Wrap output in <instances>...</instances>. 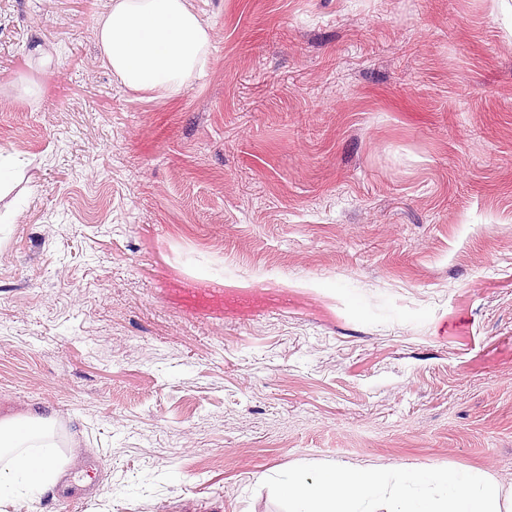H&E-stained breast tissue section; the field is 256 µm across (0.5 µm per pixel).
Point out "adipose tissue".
<instances>
[{
	"label": "adipose tissue",
	"instance_id": "obj_1",
	"mask_svg": "<svg viewBox=\"0 0 512 512\" xmlns=\"http://www.w3.org/2000/svg\"><path fill=\"white\" fill-rule=\"evenodd\" d=\"M94 30L104 64L124 86L169 98L199 74L212 40L188 0H112ZM56 422L41 409L0 418V506L37 497L60 479Z\"/></svg>",
	"mask_w": 512,
	"mask_h": 512
}]
</instances>
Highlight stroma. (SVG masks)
Segmentation results:
<instances>
[{"label":"stroma","instance_id":"obj_1","mask_svg":"<svg viewBox=\"0 0 512 512\" xmlns=\"http://www.w3.org/2000/svg\"><path fill=\"white\" fill-rule=\"evenodd\" d=\"M189 2L203 73L148 100L110 0H0V418L96 472L7 512H280L308 463L512 508V0Z\"/></svg>","mask_w":512,"mask_h":512}]
</instances>
